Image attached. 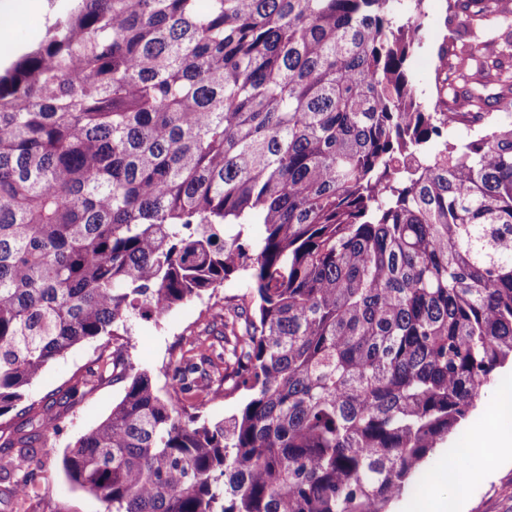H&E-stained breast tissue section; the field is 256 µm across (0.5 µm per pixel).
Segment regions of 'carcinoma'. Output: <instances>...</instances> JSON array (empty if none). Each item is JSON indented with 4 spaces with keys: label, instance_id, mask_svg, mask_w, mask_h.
<instances>
[{
    "label": "carcinoma",
    "instance_id": "1",
    "mask_svg": "<svg viewBox=\"0 0 512 512\" xmlns=\"http://www.w3.org/2000/svg\"><path fill=\"white\" fill-rule=\"evenodd\" d=\"M424 2L76 0L0 73V417L247 283L224 367L96 359L127 385L62 467L108 512H388L512 365V23L476 42L512 10L447 0L429 109ZM215 387L246 393L219 421Z\"/></svg>",
    "mask_w": 512,
    "mask_h": 512
}]
</instances>
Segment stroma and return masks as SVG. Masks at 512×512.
<instances>
[{"mask_svg": "<svg viewBox=\"0 0 512 512\" xmlns=\"http://www.w3.org/2000/svg\"><path fill=\"white\" fill-rule=\"evenodd\" d=\"M427 13L424 38L408 61L415 87L424 105L434 100L432 62L445 27L446 0H425ZM246 283L237 275L230 276L216 293L187 301L165 314L158 321L133 318L127 332L115 338L83 342L63 357L52 362L28 388L27 400L39 406H51L59 418L57 430L34 432L24 412L15 410L5 415L0 429V512H106V506L95 496L74 488L62 468V452L87 430L98 425L111 413L124 393V382L109 380L72 392L71 387L83 379L88 368L107 348L126 345L130 361L140 369L162 377L169 362L180 359L190 344L208 346L215 343L227 298L244 293ZM512 385V370L503 369L497 386L487 390L482 403L463 426L464 441H451L436 449L428 470L430 482L438 493L447 494L444 474L459 447H475L478 435L489 428H499L497 419L486 415L484 408L500 395V388ZM36 434L47 453H36L33 463L39 479L26 493L18 495L12 489L8 474L11 462L19 452L17 439ZM469 512H512V466L500 469L494 480L474 487Z\"/></svg>", "mask_w": 512, "mask_h": 512, "instance_id": "obj_1", "label": "stroma"}]
</instances>
